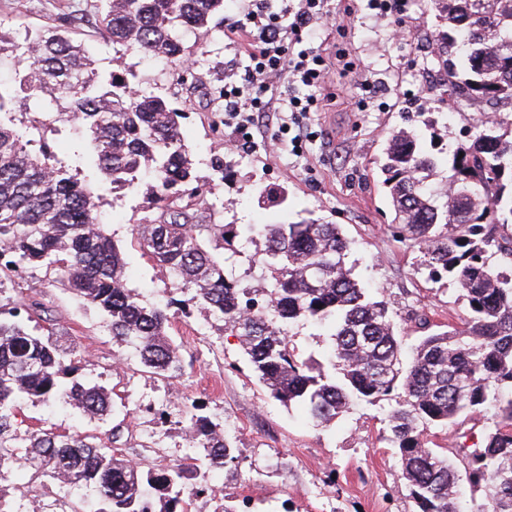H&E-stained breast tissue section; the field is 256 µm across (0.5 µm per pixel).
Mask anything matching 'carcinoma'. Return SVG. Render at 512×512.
Here are the masks:
<instances>
[{
    "label": "carcinoma",
    "instance_id": "cac0c4a2",
    "mask_svg": "<svg viewBox=\"0 0 512 512\" xmlns=\"http://www.w3.org/2000/svg\"><path fill=\"white\" fill-rule=\"evenodd\" d=\"M99 9L112 43L140 59L165 57L182 86L198 82L187 38L216 27L224 0H100ZM441 13L445 28L431 38L443 87L456 104L493 117L446 155L400 130L380 172L396 233L423 254L429 280L457 287L464 328L435 330L416 314L422 336L404 354L388 301L354 277L350 242L337 224L198 223L207 199L181 129L187 112L168 96L135 90L124 75L87 70L84 50L59 27L21 43L0 37V59L12 61L15 82L45 111L89 134L93 155L60 159L37 125L0 120V293L26 267H42L50 282L103 312L112 339L133 346L141 365L163 377L181 370L170 311L187 314L195 303L238 336L269 395L304 405L318 426L401 391L386 417L388 441L416 512H464L458 466L448 449L430 445L427 431L450 427L461 438L494 408L480 446L452 449L470 485L485 492L476 512H512V0H441ZM14 100V86L0 82V116ZM439 169L448 172L443 190L433 182ZM135 188L146 206L133 238L175 290L195 289L187 300L149 305L127 286V262L104 230L100 202L109 190ZM257 237L265 249L249 269L260 270L261 287L244 289L224 251L236 257ZM33 321L45 323L43 332L30 330ZM302 321L330 336L323 360L301 359L291 346L288 332ZM78 370L77 351L59 343L40 295L0 301V469L23 467L25 492L46 479L64 482L92 491L99 512H191L190 496L213 492L192 464L166 471L130 464L119 452L122 421L105 439L41 427L20 433L25 401H68L91 421L112 414L111 393L75 379ZM196 410L185 411L192 449L216 466L234 459L221 425Z\"/></svg>",
    "mask_w": 512,
    "mask_h": 512
}]
</instances>
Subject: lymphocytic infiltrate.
Returning a JSON list of instances; mask_svg holds the SVG:
<instances>
[{
	"label": "lymphocytic infiltrate",
	"instance_id": "1",
	"mask_svg": "<svg viewBox=\"0 0 512 512\" xmlns=\"http://www.w3.org/2000/svg\"><path fill=\"white\" fill-rule=\"evenodd\" d=\"M324 0H298L290 25H283L280 14L258 5L240 26L241 42L250 61L248 84L224 88V120L234 125L242 140H249L260 118L273 114L280 129L301 125L305 112L316 102V93L328 72L323 57L301 48L302 33L322 19ZM288 82L291 93L271 96L280 82ZM304 87L306 96H298L296 87Z\"/></svg>",
	"mask_w": 512,
	"mask_h": 512
}]
</instances>
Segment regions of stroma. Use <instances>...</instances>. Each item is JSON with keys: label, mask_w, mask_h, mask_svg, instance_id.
<instances>
[{"label": "stroma", "mask_w": 512, "mask_h": 512, "mask_svg": "<svg viewBox=\"0 0 512 512\" xmlns=\"http://www.w3.org/2000/svg\"><path fill=\"white\" fill-rule=\"evenodd\" d=\"M328 11L350 16L347 25H317L314 42L329 65L318 111L306 121L310 139L303 157L278 147L277 127L254 132L245 149L230 148L236 137L224 124V110L207 90L224 82L245 84L249 60L230 34L244 22L246 0H224L219 28L194 42L193 71L203 90L177 85L161 59L133 64L112 43L98 22L97 0H0V35L21 38L45 26L72 25V36L87 50L96 68L109 72L135 66L141 90L175 96L189 117L183 128L196 153L210 206L206 224H278L313 218L340 225L350 242L349 266L376 296L389 301L405 344L419 332L412 312L426 311L434 324L462 327L465 311L455 302L448 281H428L419 270L417 249L400 242L380 164L387 139L401 129L414 130L427 149L447 152L474 125L478 112L449 107L448 99L419 72V55L432 29L441 23L434 0H421L401 21L380 15L367 0H327ZM224 159L223 173L211 168ZM283 193L285 203H263L260 192ZM220 204L213 212L212 204ZM102 212L106 231L126 255L128 286L145 303H163L172 293L163 271L131 245V229L143 215L142 197L130 191L106 193ZM42 293L56 316L64 342L77 348L79 378L111 391L125 417L130 445L124 455L156 470L187 462L191 439L185 404L221 423L235 448L234 461L208 470L211 494L195 498L191 512H220L225 498L246 501L248 512H415L399 458L386 439L384 418L391 407L382 400L355 407L330 427L309 421L298 405L282 406L261 385L237 336L199 314L177 316L169 335L183 366L180 375L145 372L137 356L115 344L104 313L70 291L47 285L43 272L28 269L7 293L16 299ZM27 425L73 434L107 436L111 419L91 421L62 402L24 404ZM0 495L13 512H98L89 491L56 482L34 495L16 488L13 470L0 471Z\"/></svg>", "instance_id": "35a3bbf8"}]
</instances>
